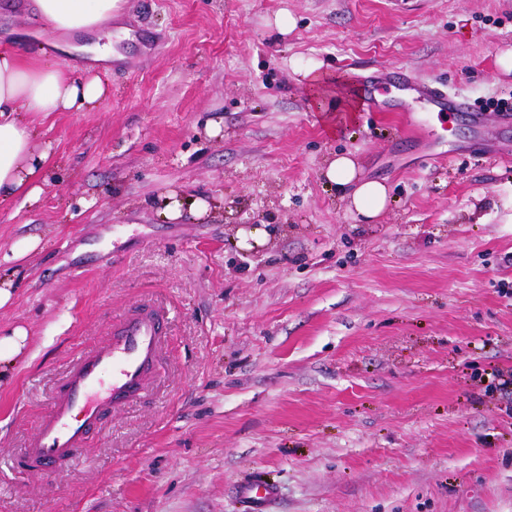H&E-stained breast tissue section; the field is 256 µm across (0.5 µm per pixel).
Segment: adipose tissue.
Instances as JSON below:
<instances>
[{"label":"adipose tissue","mask_w":512,"mask_h":512,"mask_svg":"<svg viewBox=\"0 0 512 512\" xmlns=\"http://www.w3.org/2000/svg\"><path fill=\"white\" fill-rule=\"evenodd\" d=\"M122 0H34L46 26L69 35L111 31L112 17ZM108 94L99 77H71L58 62L29 58L12 44L0 46V200L18 196L36 201L48 161L35 152L34 141L43 120L56 112L96 110ZM328 183L351 187L349 206L370 221L387 206L388 189L364 178L354 159L330 160Z\"/></svg>","instance_id":"1"}]
</instances>
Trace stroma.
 <instances>
[{
  "label": "stroma",
  "instance_id": "stroma-1",
  "mask_svg": "<svg viewBox=\"0 0 512 512\" xmlns=\"http://www.w3.org/2000/svg\"><path fill=\"white\" fill-rule=\"evenodd\" d=\"M31 3L0 0V37L53 53ZM112 33L111 59L59 55L109 94L43 123L36 203L0 202V336L29 333L0 512H249L257 476L270 512H512V0H123ZM379 67L468 109L369 111L348 92ZM339 155L385 182L376 219L325 185ZM172 192L206 211L167 219ZM141 301L169 312L148 394L71 466L18 473L70 361ZM241 492L251 503V509L254 512H269L277 492L273 487L265 485L253 479L241 488Z\"/></svg>",
  "mask_w": 512,
  "mask_h": 512
}]
</instances>
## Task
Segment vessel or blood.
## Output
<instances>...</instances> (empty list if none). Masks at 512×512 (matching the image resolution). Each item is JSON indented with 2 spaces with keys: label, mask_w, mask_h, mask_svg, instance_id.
Segmentation results:
<instances>
[{
  "label": "vessel or blood",
  "mask_w": 512,
  "mask_h": 512,
  "mask_svg": "<svg viewBox=\"0 0 512 512\" xmlns=\"http://www.w3.org/2000/svg\"><path fill=\"white\" fill-rule=\"evenodd\" d=\"M378 76L367 77L357 96L384 112L407 105L437 112H459L462 104L449 101L429 87L405 93L391 102L378 101ZM168 313L144 305L125 313L108 340L78 356L57 383V395L43 415L34 437L21 450L25 469L60 470L85 448L91 433L113 409L147 392L157 375L166 342ZM253 512H269L277 495L259 481L242 486Z\"/></svg>",
  "instance_id": "1"
}]
</instances>
